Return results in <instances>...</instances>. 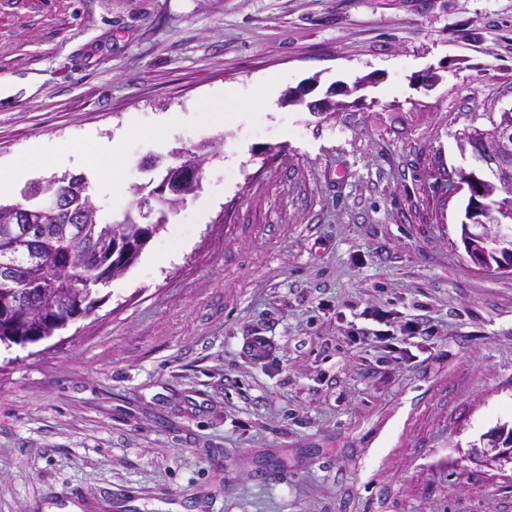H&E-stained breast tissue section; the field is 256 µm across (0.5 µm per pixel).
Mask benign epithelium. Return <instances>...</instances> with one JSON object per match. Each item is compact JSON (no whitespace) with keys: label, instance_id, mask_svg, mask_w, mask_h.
<instances>
[{"label":"benign epithelium","instance_id":"obj_1","mask_svg":"<svg viewBox=\"0 0 512 512\" xmlns=\"http://www.w3.org/2000/svg\"><path fill=\"white\" fill-rule=\"evenodd\" d=\"M502 119L490 130L497 149L491 154L478 155L475 140L462 139L461 150L469 153L470 169L457 171L456 184L468 187L470 196L465 209L466 234L463 236L471 261L482 270L512 271V238L505 234L500 214L512 212V108L501 113ZM144 169L160 171L159 178L150 181L153 191L139 204L135 223L152 227L151 215L156 210L172 211L194 194L201 174L194 162L185 160L178 165H164L159 158L150 159ZM22 201L8 211V224H40L50 213L59 224H90L93 208L89 199L70 193L47 194L43 182L30 183L21 191ZM30 232L0 245V281L7 288L0 301V322L15 324L21 313L41 314L47 310L65 317L63 324L81 318L71 305L30 291L28 275L16 256L24 251L39 262L30 244ZM482 446L473 448L474 455L503 464H512V432L497 430L483 435Z\"/></svg>","mask_w":512,"mask_h":512}]
</instances>
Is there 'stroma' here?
<instances>
[{
	"label": "stroma",
	"instance_id": "1",
	"mask_svg": "<svg viewBox=\"0 0 512 512\" xmlns=\"http://www.w3.org/2000/svg\"><path fill=\"white\" fill-rule=\"evenodd\" d=\"M273 75L274 112L203 107ZM511 107L512 0H0V180L125 135L115 221L147 159L212 145L92 315L0 347V512H512L471 455L512 422V272L471 262L443 177ZM371 308L402 358L352 341Z\"/></svg>",
	"mask_w": 512,
	"mask_h": 512
}]
</instances>
